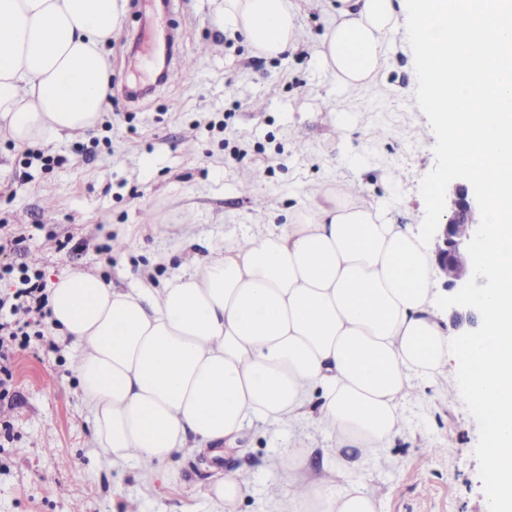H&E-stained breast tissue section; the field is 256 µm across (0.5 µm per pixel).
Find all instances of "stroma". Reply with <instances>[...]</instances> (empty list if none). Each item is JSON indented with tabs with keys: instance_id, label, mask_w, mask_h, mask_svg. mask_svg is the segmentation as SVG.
Masks as SVG:
<instances>
[{
	"instance_id": "stroma-1",
	"label": "stroma",
	"mask_w": 512,
	"mask_h": 512,
	"mask_svg": "<svg viewBox=\"0 0 512 512\" xmlns=\"http://www.w3.org/2000/svg\"><path fill=\"white\" fill-rule=\"evenodd\" d=\"M168 2L126 0L108 47L112 106L95 131L46 141L62 164L28 166L23 148L0 141V225L24 237L19 250L0 253V266L36 265L49 284L85 272L123 288L160 286L183 274L170 256L184 243L206 256L341 189L398 224L442 221L424 200L447 159L404 29L391 34L375 82L352 89L316 64L329 0H301L299 44L276 58L220 29L213 0ZM166 36L169 65L184 79L156 78L153 48ZM41 330L12 362L0 400V512H211L204 484L215 469L237 467L251 491L236 512H270L280 449H312V467H321L331 438L311 419L246 428L233 453L186 454L161 482L142 481L133 461L100 463L69 351L50 325ZM401 410L400 432L364 454L349 479L382 512H484V424L465 366L448 364Z\"/></svg>"
}]
</instances>
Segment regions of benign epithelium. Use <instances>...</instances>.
Segmentation results:
<instances>
[{
	"instance_id": "benign-epithelium-1",
	"label": "benign epithelium",
	"mask_w": 512,
	"mask_h": 512,
	"mask_svg": "<svg viewBox=\"0 0 512 512\" xmlns=\"http://www.w3.org/2000/svg\"><path fill=\"white\" fill-rule=\"evenodd\" d=\"M480 204V195L468 184L458 182L448 193L446 221L432 228L436 263L440 269L448 271L447 287L466 282L467 272L460 262V255L481 240V229L473 221Z\"/></svg>"
}]
</instances>
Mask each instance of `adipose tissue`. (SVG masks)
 Returning a JSON list of instances; mask_svg holds the SVG:
<instances>
[{"label": "adipose tissue", "instance_id": "1", "mask_svg": "<svg viewBox=\"0 0 512 512\" xmlns=\"http://www.w3.org/2000/svg\"><path fill=\"white\" fill-rule=\"evenodd\" d=\"M214 2L217 24L258 54L295 47L294 0ZM332 10L317 58L350 88L383 70L399 23L413 32L448 148L425 205L442 210L452 180L483 196L482 238L466 253L483 286L458 291L475 331L449 335L439 318L427 232L340 195L225 241L161 288L62 277L49 322L74 349L96 448L113 464L136 461L150 482L188 444L217 457L244 428L311 410L336 436L329 456L354 467L350 452L380 450L400 431L415 387L461 363L485 425V512H512V0H405L400 12L394 0H336ZM123 12L124 0H0V140L27 146L99 126ZM307 454L281 449L276 512H380L362 483L309 479ZM249 486L229 469L207 495L234 512Z\"/></svg>", "mask_w": 512, "mask_h": 512}]
</instances>
